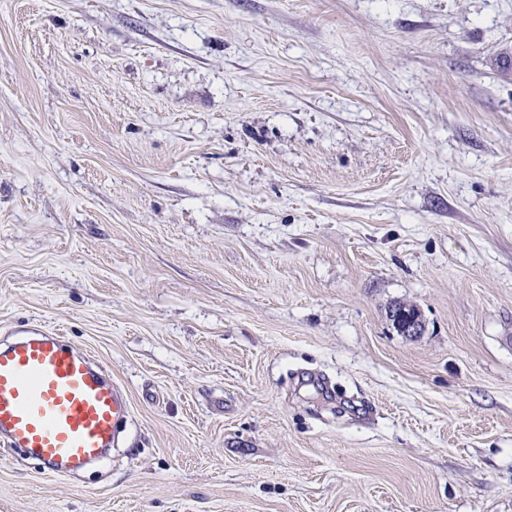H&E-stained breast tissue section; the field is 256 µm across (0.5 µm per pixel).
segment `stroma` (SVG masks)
Instances as JSON below:
<instances>
[{"mask_svg": "<svg viewBox=\"0 0 512 512\" xmlns=\"http://www.w3.org/2000/svg\"><path fill=\"white\" fill-rule=\"evenodd\" d=\"M40 325L134 428L0 512H512V0H0Z\"/></svg>", "mask_w": 512, "mask_h": 512, "instance_id": "stroma-1", "label": "stroma"}]
</instances>
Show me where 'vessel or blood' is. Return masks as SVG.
Instances as JSON below:
<instances>
[{"label":"vessel or blood","mask_w":512,"mask_h":512,"mask_svg":"<svg viewBox=\"0 0 512 512\" xmlns=\"http://www.w3.org/2000/svg\"><path fill=\"white\" fill-rule=\"evenodd\" d=\"M129 405L94 357L54 329L0 344V446L71 475L102 462Z\"/></svg>","instance_id":"1"}]
</instances>
